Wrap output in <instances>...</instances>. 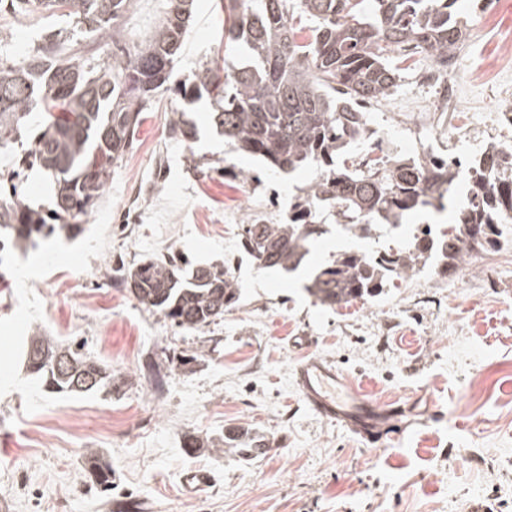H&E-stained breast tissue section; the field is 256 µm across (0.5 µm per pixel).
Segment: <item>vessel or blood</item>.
<instances>
[{
  "mask_svg": "<svg viewBox=\"0 0 512 512\" xmlns=\"http://www.w3.org/2000/svg\"><path fill=\"white\" fill-rule=\"evenodd\" d=\"M294 378L304 401L321 416L343 422L371 443L389 437L393 410L353 387L329 361L310 357L296 367Z\"/></svg>",
  "mask_w": 512,
  "mask_h": 512,
  "instance_id": "obj_1",
  "label": "vessel or blood"
}]
</instances>
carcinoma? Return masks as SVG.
<instances>
[{
    "label": "carcinoma",
    "mask_w": 512,
    "mask_h": 512,
    "mask_svg": "<svg viewBox=\"0 0 512 512\" xmlns=\"http://www.w3.org/2000/svg\"><path fill=\"white\" fill-rule=\"evenodd\" d=\"M131 0H11L13 9L51 13L62 9L71 29L53 33L23 61L9 63L0 47V149L35 126L33 146L18 160L20 170H42L57 185L54 216L19 198L0 196V247L19 250L63 232H84L91 213L112 180V172L132 145L158 99L171 90L193 0H165L162 21L137 44L124 41L120 21ZM455 0H228L224 17V57L204 63L191 90L177 93L195 102L207 97L216 130L238 148L272 168L291 173L312 166L319 175L300 188L299 205L286 224H246L240 246L261 269H300L324 225L308 221L307 207L328 208L363 239L379 238L401 225L413 210L438 205L450 193L458 171L431 156L356 160L348 146L361 140L368 115L363 105L381 102L398 86L401 68L392 54L411 46L447 59L461 48L468 22L455 16ZM313 25L305 27L303 21ZM310 40L298 41L303 29ZM112 43L106 60L91 50L73 52L75 35ZM171 130L196 138L179 112ZM100 156L110 166L92 171ZM466 206L449 231L428 228L408 249H388L377 263L360 252L342 250L314 271L305 291L333 307L373 299L394 281L410 278L439 259L440 273L455 270L474 253L500 244L499 226L512 221V158L494 145L470 166ZM124 283L133 297L172 325L201 330L239 300L227 266H199L186 276L176 259L149 260L128 270ZM26 368L51 394L112 392V369L43 331L26 350ZM269 442L242 427L218 437H185L189 451L228 446L248 459ZM101 491L112 487V466L89 452Z\"/></svg>",
    "instance_id": "cac0c4a2"
}]
</instances>
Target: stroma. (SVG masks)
<instances>
[{"instance_id":"stroma-1","label":"stroma","mask_w":512,"mask_h":512,"mask_svg":"<svg viewBox=\"0 0 512 512\" xmlns=\"http://www.w3.org/2000/svg\"><path fill=\"white\" fill-rule=\"evenodd\" d=\"M222 0H195L194 18L170 78L171 92L148 113L115 168L99 210L75 239L41 243L38 273L20 284L30 256L0 262V512H512V224L498 248L466 269H423L373 300L332 308L315 304L299 281L258 269L239 245V225L224 215L288 213L312 170L278 174L238 151L212 128L211 107L184 105L175 87L193 85L217 54ZM67 18L0 11V34L19 62ZM494 50L469 32L454 51L451 79L477 107L468 117L431 110L427 125L396 130V102L431 99L403 57L391 99L368 108L377 133L394 135L393 153L425 145L466 159L489 141L511 139L512 125L486 120L502 107L501 85L472 82ZM181 109L198 130L186 141L169 130ZM228 266L240 299L222 319L186 331L152 313L127 291L125 271L149 259ZM42 330L94 356L122 382L112 393L44 392L28 375L29 337ZM191 356L180 365L181 356ZM310 355L330 361L375 401L403 407L395 438L370 444L312 410L293 372ZM122 410L112 427L108 410ZM242 426L270 444L257 458L236 449L189 452L185 433L220 435ZM112 465V492L101 493L87 450ZM212 481L188 488V473Z\"/></svg>"}]
</instances>
